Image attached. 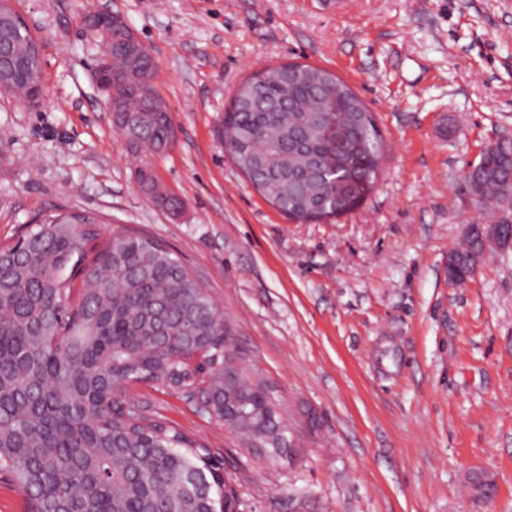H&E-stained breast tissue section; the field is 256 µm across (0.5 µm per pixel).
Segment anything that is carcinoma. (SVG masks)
I'll return each instance as SVG.
<instances>
[{
  "label": "carcinoma",
  "mask_w": 512,
  "mask_h": 512,
  "mask_svg": "<svg viewBox=\"0 0 512 512\" xmlns=\"http://www.w3.org/2000/svg\"><path fill=\"white\" fill-rule=\"evenodd\" d=\"M156 66L135 61L112 38L115 96L138 110L118 119L130 151L144 155L136 177L171 207L152 158L176 143L165 101L151 97ZM0 90L27 99L18 70ZM345 136L336 159L323 110ZM238 170L274 208L299 223L348 212L336 185L370 192L384 140L374 114L332 71L283 64L242 80L223 118ZM481 203L502 204L512 186V142L481 157ZM100 219L62 212L0 248V471L22 489L27 512H233L236 492L220 458L126 399L133 383L192 390L210 416L246 439L277 433L265 387L241 373L224 386L236 347L206 288L166 246L137 233L100 240ZM482 249L475 225L449 252L448 281L468 278ZM81 287L75 288V281Z\"/></svg>",
  "instance_id": "carcinoma-1"
}]
</instances>
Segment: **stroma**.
<instances>
[{
    "label": "stroma",
    "mask_w": 512,
    "mask_h": 512,
    "mask_svg": "<svg viewBox=\"0 0 512 512\" xmlns=\"http://www.w3.org/2000/svg\"><path fill=\"white\" fill-rule=\"evenodd\" d=\"M10 2L40 43L45 98L0 96V246L61 209L95 213L102 237L165 244L302 448L260 461L179 390L139 383L128 398L222 456L242 512H512V250L448 281L469 225L512 219L467 179L487 144L512 139V0ZM99 11L155 58L177 142L153 166L178 210L141 190L112 127L83 25ZM288 62L347 81L386 144L375 187L328 222L288 220L221 139L238 83ZM473 471L493 498L475 497Z\"/></svg>",
    "instance_id": "1"
}]
</instances>
